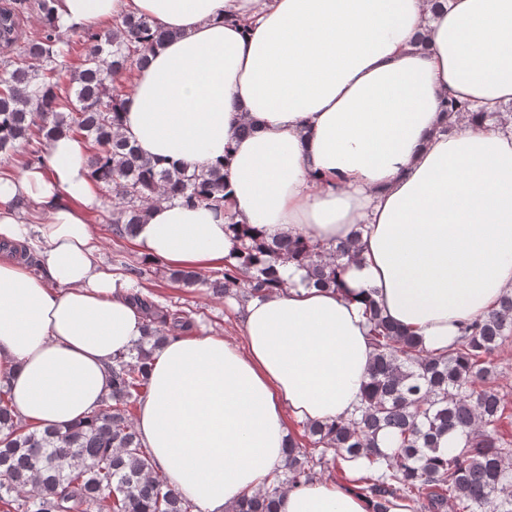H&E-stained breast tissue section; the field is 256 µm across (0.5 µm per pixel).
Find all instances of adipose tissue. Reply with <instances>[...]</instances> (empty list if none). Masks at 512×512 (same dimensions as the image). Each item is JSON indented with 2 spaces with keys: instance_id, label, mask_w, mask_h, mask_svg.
<instances>
[{
  "instance_id": "1",
  "label": "adipose tissue",
  "mask_w": 512,
  "mask_h": 512,
  "mask_svg": "<svg viewBox=\"0 0 512 512\" xmlns=\"http://www.w3.org/2000/svg\"><path fill=\"white\" fill-rule=\"evenodd\" d=\"M63 28L127 16L176 31L136 70L119 133L147 158L225 159L236 219L267 238L331 245L362 228L341 289L278 264L284 288L250 299L244 344L195 333L157 350L134 429L199 512H230L282 469L289 419L353 412L373 349L372 297L427 349L512 290V123L449 116L453 97L512 102V0H56ZM251 128L240 134L241 125ZM82 143L0 175V388L19 419L66 425L97 410L113 358L142 336L132 282L97 264ZM140 255L210 267L234 241L222 214L155 203ZM279 512H369L344 484L289 489Z\"/></svg>"
}]
</instances>
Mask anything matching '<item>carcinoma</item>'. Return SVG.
Here are the masks:
<instances>
[{
	"mask_svg": "<svg viewBox=\"0 0 512 512\" xmlns=\"http://www.w3.org/2000/svg\"><path fill=\"white\" fill-rule=\"evenodd\" d=\"M55 0H4L0 50L16 55L0 72V156L18 148L39 164L59 134L82 140L95 188L115 191L112 234L134 235L153 204L181 200L214 209L224 201V163L205 169L166 166L143 158L114 134L126 95L123 78L148 54L175 37L145 17H126L108 32L85 31L75 43L52 21ZM40 15L38 37L17 45L27 14ZM233 228L235 262L213 282L192 269L170 278L184 286L208 283L216 293L242 300L283 287L274 271L280 260L308 268L310 280L336 288L355 241L319 250L303 239L257 237L224 213ZM147 318L144 336L110 368L109 396L92 415L43 430L13 416L0 389V512H198L154 468L133 428V410L149 390L148 363L164 343L186 335L195 320L186 312L131 294ZM366 316L373 359L359 406L350 417L301 424L307 444L290 441L282 471L231 512H279L285 489L317 479L318 470L344 475L370 512H389L393 501L407 512H512V443L499 434L504 415L494 355L512 338V291L485 316L469 323L443 351L386 319L374 304ZM454 435L460 449L444 452ZM390 437L393 450L380 447Z\"/></svg>",
	"mask_w": 512,
	"mask_h": 512,
	"instance_id": "1",
	"label": "carcinoma"
}]
</instances>
